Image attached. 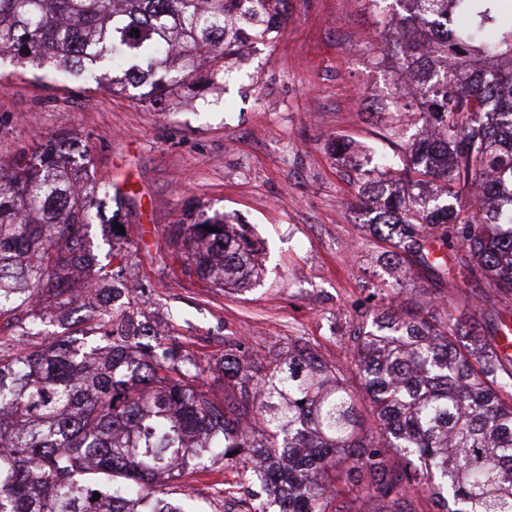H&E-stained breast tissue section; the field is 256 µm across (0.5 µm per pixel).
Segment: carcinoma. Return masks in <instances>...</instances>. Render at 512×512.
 <instances>
[{
	"label": "carcinoma",
	"instance_id": "cac0c4a2",
	"mask_svg": "<svg viewBox=\"0 0 512 512\" xmlns=\"http://www.w3.org/2000/svg\"><path fill=\"white\" fill-rule=\"evenodd\" d=\"M366 48L411 73L417 131L358 174L386 260L448 273V254L512 295V0H396ZM288 0H0V59L50 68L147 106L209 89L244 42L267 46ZM139 30L134 34L133 30ZM439 184L437 193L430 192ZM116 184L65 133L0 160V512H194L172 489L222 462L254 512H512V300L485 333L450 301L360 314L344 368L294 337L197 360L157 331L129 250L99 263ZM213 228L208 232L205 227ZM170 242L183 272L225 291L260 279L259 242L192 210ZM56 330L44 334V314ZM224 375V401L203 375ZM100 498L93 499L94 493Z\"/></svg>",
	"mask_w": 512,
	"mask_h": 512
}]
</instances>
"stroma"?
<instances>
[{
	"instance_id": "obj_1",
	"label": "stroma",
	"mask_w": 512,
	"mask_h": 512,
	"mask_svg": "<svg viewBox=\"0 0 512 512\" xmlns=\"http://www.w3.org/2000/svg\"><path fill=\"white\" fill-rule=\"evenodd\" d=\"M375 27L364 0H289L276 41L243 46L219 89L181 109L2 61L0 158L59 132L88 144L98 179L125 186L111 210L135 246L148 310L196 358H220L232 337L261 355L300 336L325 359L349 363L359 313L398 275L381 260L384 243L363 230L374 213L359 203L355 168L415 131L404 119L390 137L359 110V96H380L390 79L374 53L353 50ZM337 139L351 152L332 155ZM192 207L245 223L262 245L259 283L228 294L182 273L168 235ZM402 286L481 321L490 313L482 277L459 268L439 281L418 268ZM179 490L196 512L256 505L237 468L221 463L187 474Z\"/></svg>"
}]
</instances>
